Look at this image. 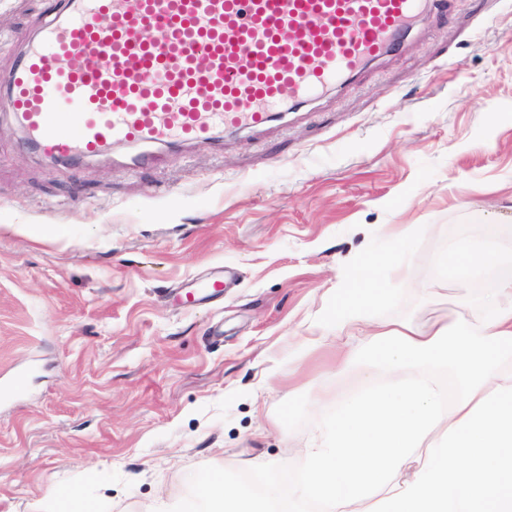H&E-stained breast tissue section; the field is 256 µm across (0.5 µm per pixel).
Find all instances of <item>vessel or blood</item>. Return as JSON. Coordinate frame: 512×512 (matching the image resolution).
<instances>
[{"instance_id": "obj_1", "label": "vessel or blood", "mask_w": 512, "mask_h": 512, "mask_svg": "<svg viewBox=\"0 0 512 512\" xmlns=\"http://www.w3.org/2000/svg\"><path fill=\"white\" fill-rule=\"evenodd\" d=\"M437 0H58L0 69V110L46 159L264 129L390 54Z\"/></svg>"}]
</instances>
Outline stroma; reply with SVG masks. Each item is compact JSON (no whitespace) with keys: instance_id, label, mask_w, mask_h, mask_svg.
I'll return each mask as SVG.
<instances>
[{"instance_id":"stroma-1","label":"stroma","mask_w":512,"mask_h":512,"mask_svg":"<svg viewBox=\"0 0 512 512\" xmlns=\"http://www.w3.org/2000/svg\"><path fill=\"white\" fill-rule=\"evenodd\" d=\"M46 0H0V67ZM0 113V512H173L215 469L291 485L364 365L299 336L369 267L375 322L467 315L437 253L512 250V7L449 0L390 56L263 132L136 169L30 154ZM221 277V292L207 289ZM22 378L12 388L14 378Z\"/></svg>"}]
</instances>
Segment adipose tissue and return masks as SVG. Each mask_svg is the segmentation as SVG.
I'll use <instances>...</instances> for the list:
<instances>
[{
    "instance_id": "obj_1",
    "label": "adipose tissue",
    "mask_w": 512,
    "mask_h": 512,
    "mask_svg": "<svg viewBox=\"0 0 512 512\" xmlns=\"http://www.w3.org/2000/svg\"><path fill=\"white\" fill-rule=\"evenodd\" d=\"M491 266L497 286L464 323L369 326L378 296L366 290L335 317L345 340L336 358L371 347V365L393 383L369 377L337 405L288 491L259 480L228 493L218 472L183 512H512V255L495 233L439 253L434 271L463 290ZM444 365L460 384L450 401L435 374Z\"/></svg>"
}]
</instances>
